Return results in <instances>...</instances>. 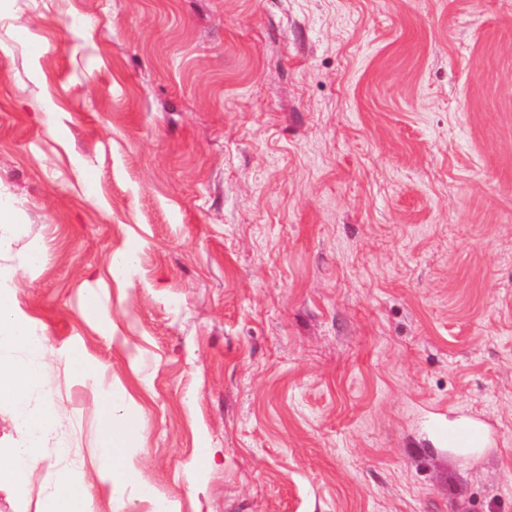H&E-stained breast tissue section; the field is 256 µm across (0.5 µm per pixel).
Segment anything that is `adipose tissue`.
<instances>
[{
	"instance_id": "adipose-tissue-1",
	"label": "adipose tissue",
	"mask_w": 512,
	"mask_h": 512,
	"mask_svg": "<svg viewBox=\"0 0 512 512\" xmlns=\"http://www.w3.org/2000/svg\"><path fill=\"white\" fill-rule=\"evenodd\" d=\"M14 298L9 291L0 289V379L8 377V384L0 382V399L11 400L16 407L18 424L34 437L50 432L58 421L56 411L48 406L31 408L30 397L42 389L43 370L55 350L44 326L15 311ZM127 389H108L101 396V409L106 421L104 445L100 448L94 471L95 482L84 483L80 491L85 500H92L104 492L110 498L124 494L133 465L125 453L126 433L114 427L116 411L132 402Z\"/></svg>"
}]
</instances>
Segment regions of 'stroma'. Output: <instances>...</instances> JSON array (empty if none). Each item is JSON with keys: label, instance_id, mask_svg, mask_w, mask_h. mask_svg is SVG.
<instances>
[{"label": "stroma", "instance_id": "35a3bbf8", "mask_svg": "<svg viewBox=\"0 0 512 512\" xmlns=\"http://www.w3.org/2000/svg\"><path fill=\"white\" fill-rule=\"evenodd\" d=\"M0 200L60 353L0 512L92 474L109 387L94 512H512V0H0ZM133 397L127 389L112 387L102 393L101 409L104 413V446L100 448L94 471L95 483H81L79 490L85 501H91L95 495L102 491L107 493L110 500L121 497L127 486L133 471L131 459L124 453L129 448L124 443L126 432L114 428L115 412L123 409L128 403L133 402Z\"/></svg>", "mask_w": 512, "mask_h": 512}]
</instances>
